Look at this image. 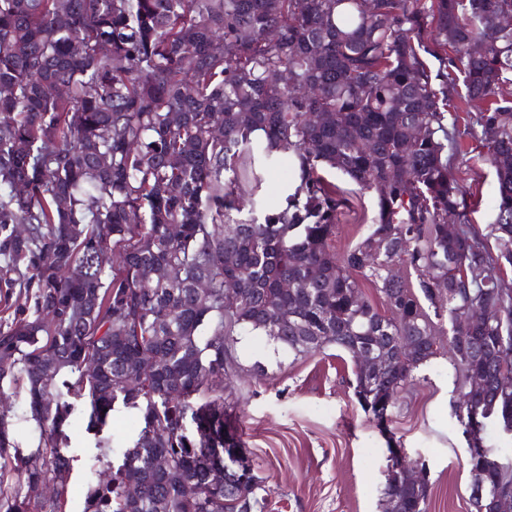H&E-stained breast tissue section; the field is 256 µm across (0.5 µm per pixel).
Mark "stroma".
<instances>
[{
	"mask_svg": "<svg viewBox=\"0 0 512 512\" xmlns=\"http://www.w3.org/2000/svg\"><path fill=\"white\" fill-rule=\"evenodd\" d=\"M479 109V103L468 100L464 86H457L447 114L461 132L452 173L471 190L467 220L472 231L494 252L498 183L475 123ZM337 183L348 197L333 242L341 254L369 234L377 218V198L345 178ZM236 351L243 371L225 389L224 401L238 418L244 451L262 480L259 512H383L394 448L424 462L427 512H474L467 442L454 415L455 372L447 354L415 370L412 385L401 394L384 429L358 403L354 364L336 348L278 356L266 337L242 335ZM11 402L10 436L21 451L30 452L39 443L40 427L22 394H13ZM142 425L139 410L115 408L106 430L111 462L121 460L127 440ZM86 426L84 406L76 404L65 427L68 453L76 462L63 512H83L87 483L99 467Z\"/></svg>",
	"mask_w": 512,
	"mask_h": 512,
	"instance_id": "1",
	"label": "stroma"
}]
</instances>
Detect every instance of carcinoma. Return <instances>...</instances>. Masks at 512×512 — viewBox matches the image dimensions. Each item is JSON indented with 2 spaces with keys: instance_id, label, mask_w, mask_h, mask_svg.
I'll list each match as a JSON object with an SVG mask.
<instances>
[{
  "instance_id": "1",
  "label": "carcinoma",
  "mask_w": 512,
  "mask_h": 512,
  "mask_svg": "<svg viewBox=\"0 0 512 512\" xmlns=\"http://www.w3.org/2000/svg\"><path fill=\"white\" fill-rule=\"evenodd\" d=\"M508 8L512 0H0V268L6 287L32 299L0 327V356L11 359L0 383L23 393L41 427L40 447L22 454L0 401V477L10 470L19 482L0 489V512H63L75 397L87 399L105 463L84 512H254L260 480L224 410L238 333L295 356L385 351V369L355 372L357 400L380 426L413 372L444 349L458 406L512 404V366L499 363L512 351L499 264L512 263V31L496 25ZM478 41L488 50L475 56ZM428 55L445 64L449 86L460 78L484 103L476 123L498 181L497 258L464 227L448 86L435 88ZM283 71L291 82H279ZM315 112L331 120L308 121ZM290 158L299 184L267 208L266 175ZM327 170L378 196L377 224L339 258L330 241L348 198ZM247 198L261 215L243 211ZM375 238L388 241L385 253L372 251ZM145 266L177 277L145 281ZM203 277L205 298L192 288ZM474 304L502 320L474 332L463 319ZM48 308L53 324L41 321ZM399 336L419 341L401 354ZM474 374L484 378L477 389L467 385ZM117 379L129 381L144 422L132 442L144 448L139 501L106 462ZM467 464L487 472V491L512 490L499 461ZM170 466L196 495L166 480ZM45 483L57 487L50 500L37 495ZM427 499L387 474L385 512H426Z\"/></svg>"
}]
</instances>
